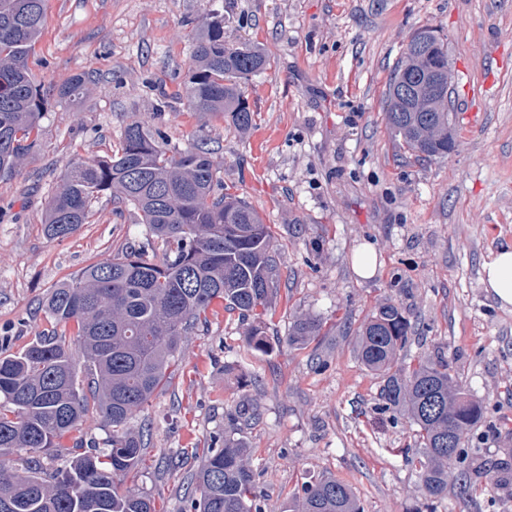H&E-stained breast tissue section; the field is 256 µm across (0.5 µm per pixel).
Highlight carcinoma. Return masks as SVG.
I'll return each instance as SVG.
<instances>
[{
    "mask_svg": "<svg viewBox=\"0 0 512 512\" xmlns=\"http://www.w3.org/2000/svg\"><path fill=\"white\" fill-rule=\"evenodd\" d=\"M46 23L45 0H0V174L15 171L32 147L44 92L28 58ZM256 46L224 41L219 16L203 25L185 84L188 106L222 114L235 128L252 126L240 84L264 70ZM89 78L76 75L57 96L81 99ZM388 122L413 155L445 158L454 140L448 105V47L433 30L415 32L386 93ZM108 194L136 210L142 242L112 259L92 263L60 282L42 303L52 329L16 354L0 357V512H155L153 501L124 486L143 462L146 434L129 426L151 400L187 336L208 320L216 302L244 317L260 318L277 291L280 269L272 231L245 200L224 192L214 149L205 138L168 154L160 128L128 123L110 156L78 159L60 177L43 217L53 239L90 223L93 204ZM74 325V343L58 326ZM319 321L298 317L288 343L319 334ZM412 324L389 301L360 328L362 363L382 378V411L399 410L420 429L421 443L406 460L418 470L430 499L448 496L455 473L457 496L469 502L483 462L467 439L485 407L452 381L448 365L421 364L403 377L394 370ZM257 326L246 350L264 351ZM85 376H79V372ZM100 415L112 426L104 441H58ZM457 434L448 447V433ZM50 470H44V460ZM181 512H265L254 493L247 449L234 433L213 439L183 495ZM282 512H361L345 482L324 477L288 498Z\"/></svg>",
    "mask_w": 512,
    "mask_h": 512,
    "instance_id": "1",
    "label": "carcinoma"
}]
</instances>
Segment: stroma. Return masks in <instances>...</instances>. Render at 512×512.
<instances>
[{"mask_svg": "<svg viewBox=\"0 0 512 512\" xmlns=\"http://www.w3.org/2000/svg\"><path fill=\"white\" fill-rule=\"evenodd\" d=\"M216 9L225 40L269 56L241 85L245 132L183 97L192 43ZM46 14L29 58L36 85L83 72L90 82L78 101L48 98L31 152L0 176V355L49 329L41 305L57 283L143 241L136 211L106 196L64 239L48 238L42 217L71 161L110 155L126 124L146 119L172 152L210 139L225 188L274 230L280 289L260 323L268 351L243 355L251 322L232 310L188 336L132 421L150 432L126 486L179 512L198 449L249 406L258 416L235 437L266 512L327 476L362 512H512V488L496 480L512 453V306L482 282L484 262L512 245V0H46ZM423 26L446 37L451 102L477 112H455L445 158H416L386 116L395 67ZM368 243L376 272L363 278L355 252ZM388 298L416 326L398 368L447 363L488 408L475 447L487 472L469 506L420 494L405 459L417 427L377 408L382 381L355 333ZM298 315L321 324L302 346L288 342Z\"/></svg>", "mask_w": 512, "mask_h": 512, "instance_id": "35a3bbf8", "label": "stroma"}]
</instances>
